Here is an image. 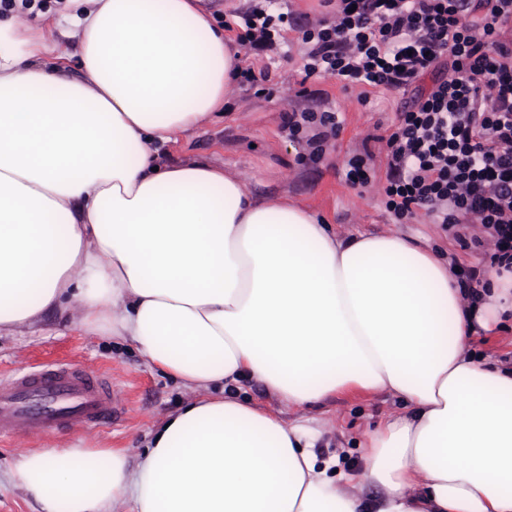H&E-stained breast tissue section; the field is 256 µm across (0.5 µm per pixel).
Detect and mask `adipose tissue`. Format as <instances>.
I'll use <instances>...</instances> for the list:
<instances>
[{"mask_svg": "<svg viewBox=\"0 0 512 512\" xmlns=\"http://www.w3.org/2000/svg\"><path fill=\"white\" fill-rule=\"evenodd\" d=\"M29 13L0 16V336L75 302L87 331L195 392L136 468L120 448L21 455L12 477L43 512H512V369L465 349L512 321V279L469 304L428 246L340 238L222 167L164 161L223 119L240 65L199 0ZM245 379L295 405L358 389L406 409L349 470L313 453V427L236 394Z\"/></svg>", "mask_w": 512, "mask_h": 512, "instance_id": "obj_1", "label": "adipose tissue"}]
</instances>
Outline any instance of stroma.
Here are the masks:
<instances>
[{"mask_svg":"<svg viewBox=\"0 0 512 512\" xmlns=\"http://www.w3.org/2000/svg\"><path fill=\"white\" fill-rule=\"evenodd\" d=\"M303 56V44L296 33H289L287 45L279 49L272 65V96L231 88L232 112L221 122L202 125L189 140L167 147V159L224 167L249 192L271 199L288 197L323 216L339 235L423 238L433 249L455 257L459 266H484L481 253L462 250L453 234L430 218L420 214L400 221L381 203L378 185L385 180L381 138L388 135L402 106L401 95L378 88L371 90L367 103H359L358 89H343L334 78L302 80ZM302 110H336L344 115L338 137L315 163L305 159L306 143L289 140L282 129L286 113ZM365 148L374 155L377 184L354 188L344 180V165L352 153ZM49 362L104 371L125 412L115 425L77 434L60 432L20 441L0 438V512H42L41 505L10 478L11 468L26 450L114 446L125 449L134 463L161 418L192 395L175 379L153 369L132 344L87 332L73 307L48 310L36 326L0 336V375L22 365ZM239 392L285 420H315L321 432L316 455L341 454L344 466L352 468L361 466L363 447L381 420L404 409L402 401L382 392L337 396L310 407L288 404L253 381L243 382Z\"/></svg>","mask_w":512,"mask_h":512,"instance_id":"obj_1","label":"stroma"}]
</instances>
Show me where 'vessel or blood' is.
Instances as JSON below:
<instances>
[{
	"mask_svg": "<svg viewBox=\"0 0 512 512\" xmlns=\"http://www.w3.org/2000/svg\"><path fill=\"white\" fill-rule=\"evenodd\" d=\"M121 415L110 380L95 370L56 365L0 379V437L76 432Z\"/></svg>",
	"mask_w": 512,
	"mask_h": 512,
	"instance_id": "vessel-or-blood-1",
	"label": "vessel or blood"
}]
</instances>
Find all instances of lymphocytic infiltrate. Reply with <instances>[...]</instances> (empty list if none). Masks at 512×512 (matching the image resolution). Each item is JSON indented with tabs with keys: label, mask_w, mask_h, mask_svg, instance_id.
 Returning a JSON list of instances; mask_svg holds the SVG:
<instances>
[{
	"label": "lymphocytic infiltrate",
	"mask_w": 512,
	"mask_h": 512,
	"mask_svg": "<svg viewBox=\"0 0 512 512\" xmlns=\"http://www.w3.org/2000/svg\"><path fill=\"white\" fill-rule=\"evenodd\" d=\"M326 16L298 26L254 0L225 20L244 55L240 86L270 78L257 52L298 31L304 78L343 88H384L411 101L385 139V209L405 220L425 211L465 250L512 272V0H320ZM431 76L430 87L421 80ZM342 128L335 111L288 113L289 139L320 161Z\"/></svg>",
	"instance_id": "1"
}]
</instances>
